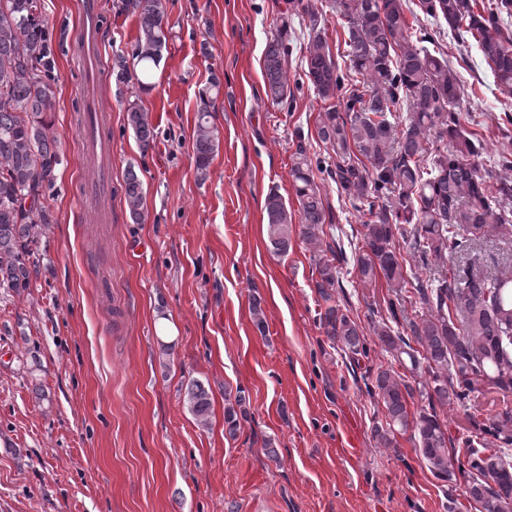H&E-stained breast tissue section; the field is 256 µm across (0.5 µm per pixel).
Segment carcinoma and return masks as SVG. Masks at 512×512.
Listing matches in <instances>:
<instances>
[{
    "label": "carcinoma",
    "instance_id": "obj_1",
    "mask_svg": "<svg viewBox=\"0 0 512 512\" xmlns=\"http://www.w3.org/2000/svg\"><path fill=\"white\" fill-rule=\"evenodd\" d=\"M346 27L345 45L366 89L351 91L344 111L332 100L348 75L332 54L319 16L308 13L309 41L304 74L328 107L319 113V140L331 150L329 161L314 162L297 143L290 169L298 213L272 188L265 199L267 237L274 252L288 253L298 237L319 274L314 288L326 304L319 323L327 340L341 347L349 362L369 357L363 328L333 303L342 287L339 263L350 258L358 284L371 288L384 279L394 297L387 316L372 321L381 349L413 372L426 368L428 379L414 387L392 366H378L365 377L367 391L381 404L384 421L373 437L396 447L395 434L411 431L429 470L448 481L468 479V498L484 512H512V260L488 270L480 265L482 246L512 245V178L480 174L472 163L479 147L463 125L460 79L449 61L433 54L423 35L413 39L405 16L406 0H334ZM421 10L442 20L457 36L473 40L490 67L501 95L512 98V0H420ZM120 12L137 20L133 65L118 55L111 75L117 84L152 88L154 68L167 50L168 0H117ZM288 47L283 33L267 44L264 81L268 96L288 105ZM52 35L39 0H0V290L30 287L41 274V254L30 244L54 223L47 198L56 183L61 149L47 112L56 99L58 77ZM212 79L199 94L192 148L199 179L207 178L220 146L211 122ZM409 104L402 130L388 113L399 101ZM142 152L156 139L148 113L135 104L126 113ZM319 168L336 182L355 209L368 207L369 220L357 240L333 235L336 225L314 181ZM124 201L135 224L144 220L142 182L131 165L123 184ZM410 247L402 256L396 241ZM442 263L437 276L408 278L407 263ZM421 304L415 319L406 305ZM410 336H405V331ZM419 348H414L410 340ZM442 407L467 406L478 396L502 395L501 411L483 425L482 437L466 442L462 457L448 453V428L433 408L410 412L414 394ZM197 424L209 425L210 388L198 380L185 390ZM238 394L224 411L225 431L235 436L247 418Z\"/></svg>",
    "mask_w": 512,
    "mask_h": 512
}]
</instances>
